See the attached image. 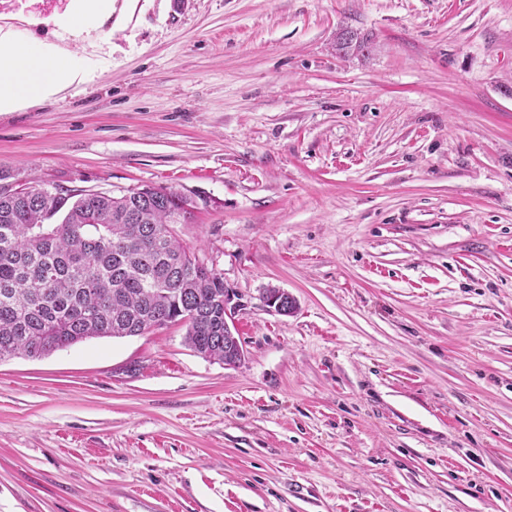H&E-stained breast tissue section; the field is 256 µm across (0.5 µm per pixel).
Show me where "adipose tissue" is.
I'll use <instances>...</instances> for the list:
<instances>
[{
    "label": "adipose tissue",
    "instance_id": "ef3b65f1",
    "mask_svg": "<svg viewBox=\"0 0 512 512\" xmlns=\"http://www.w3.org/2000/svg\"><path fill=\"white\" fill-rule=\"evenodd\" d=\"M112 0H78L54 24L74 36L104 33ZM97 60L59 51L47 40L30 37L20 42L0 36V112H14L42 103L75 84L88 82Z\"/></svg>",
    "mask_w": 512,
    "mask_h": 512
}]
</instances>
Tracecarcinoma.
Returning <instances> with one entry per match:
<instances>
[{
  "label": "carcinoma",
  "instance_id": "carcinoma-1",
  "mask_svg": "<svg viewBox=\"0 0 512 512\" xmlns=\"http://www.w3.org/2000/svg\"><path fill=\"white\" fill-rule=\"evenodd\" d=\"M368 45L348 28L336 37L339 52ZM40 187L0 193V361L176 320L194 352L224 361V278L171 229L194 223V201L165 186L75 200Z\"/></svg>",
  "mask_w": 512,
  "mask_h": 512
}]
</instances>
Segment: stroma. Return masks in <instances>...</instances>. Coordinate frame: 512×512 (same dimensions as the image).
<instances>
[{"label": "stroma", "instance_id": "1", "mask_svg": "<svg viewBox=\"0 0 512 512\" xmlns=\"http://www.w3.org/2000/svg\"><path fill=\"white\" fill-rule=\"evenodd\" d=\"M112 4L0 171L206 196L174 231L247 357L172 323L0 362V512H512V0ZM368 45L367 37H361L357 32L348 28L341 29L336 37V50L339 52L364 51L368 48Z\"/></svg>", "mask_w": 512, "mask_h": 512}]
</instances>
